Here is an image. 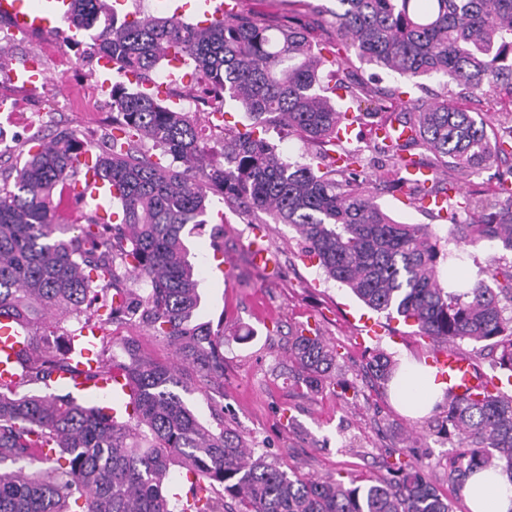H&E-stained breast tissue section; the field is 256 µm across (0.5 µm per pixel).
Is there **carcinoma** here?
Wrapping results in <instances>:
<instances>
[{"label": "carcinoma", "mask_w": 512, "mask_h": 512, "mask_svg": "<svg viewBox=\"0 0 512 512\" xmlns=\"http://www.w3.org/2000/svg\"><path fill=\"white\" fill-rule=\"evenodd\" d=\"M76 31L98 29L86 53L107 59L112 72L132 75L138 89L112 85V137L95 155L99 177L121 207L120 222L89 217L59 224L57 197L84 169L90 151L62 130L28 153L14 176L0 179V319L29 332V349L0 384V512H453L442 480L460 495L476 468L500 467L512 480V395L448 396L429 429L454 436L463 451L432 466L419 460L386 464L387 476L356 484L285 469L254 439L224 427V407L204 423L183 398L199 381L224 375V336L198 322L199 283L188 260L185 228L209 223L208 198L220 194L231 212L266 215L291 227L324 273L387 317L399 316L432 344H489L495 366L512 385V261L497 258L485 277L450 288L440 274L441 241L472 247L492 243L512 254V0H336L312 6L332 30L322 46L307 28L268 25L230 10L189 23L176 15L106 12L105 0H73ZM392 72L427 92L423 80L442 79V93L398 110L405 91L357 76L351 57ZM193 68L195 98L212 113L228 103L250 123L224 133L213 158L211 134L192 113L158 97L161 63ZM347 103L342 109L336 91ZM482 99L501 116L488 133L483 120L448 104V96ZM380 118L415 135L374 136L350 148L339 136L344 112ZM279 125L320 146L307 162H291L256 130ZM400 165L404 155L433 171L413 186L412 201L447 195L442 238L430 224H403L376 202L361 177L366 154ZM497 166V191H455L481 169ZM135 279L144 285L136 294ZM144 329L166 345L176 363L143 355L136 340L116 341L114 324ZM63 331L85 347L96 327L95 360L86 372L97 383L120 375L132 411L118 418L52 393L60 372H77L70 357L36 343L40 329ZM288 359L302 383L317 391L332 381L336 352L304 331L288 337ZM367 369L389 384L399 365L372 352ZM185 471L191 495L170 492L171 473Z\"/></svg>", "instance_id": "carcinoma-1"}]
</instances>
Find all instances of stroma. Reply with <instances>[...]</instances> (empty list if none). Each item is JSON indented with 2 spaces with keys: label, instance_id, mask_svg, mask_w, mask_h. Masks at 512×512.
Listing matches in <instances>:
<instances>
[{
  "label": "stroma",
  "instance_id": "stroma-1",
  "mask_svg": "<svg viewBox=\"0 0 512 512\" xmlns=\"http://www.w3.org/2000/svg\"><path fill=\"white\" fill-rule=\"evenodd\" d=\"M240 6L275 22L293 15L316 39L329 35L306 0H241ZM138 9L157 15L176 12L195 23L202 20L205 5L203 0H124L116 11L122 15ZM67 28L63 21L54 30L16 33L0 55V94L33 116L28 126L15 130L9 149L0 152L2 169L23 162L30 140L67 128L95 144L112 128L111 98L101 88L112 72L97 58L67 53L60 37ZM32 56L47 76L35 93L10 80L13 70ZM68 85L99 91L102 116L63 108L61 93ZM210 209L222 212L225 222L193 232L189 259L201 294L197 318L224 334L225 426L251 436L258 447L305 475L359 480L380 476L390 452L404 444L430 464L458 452L455 438L429 433V417L403 415L391 390L374 386L365 372L373 350H384L398 361L421 362L432 349L430 342L414 336L412 326L370 310L326 279L288 225L266 224L276 271L256 269L246 249L252 225L225 211L220 197H212ZM442 250L443 269L466 282L480 278L495 253L489 246L455 242L443 244ZM298 328L317 332L337 349L336 387L317 394L296 387L285 345L289 331Z\"/></svg>",
  "mask_w": 512,
  "mask_h": 512
}]
</instances>
